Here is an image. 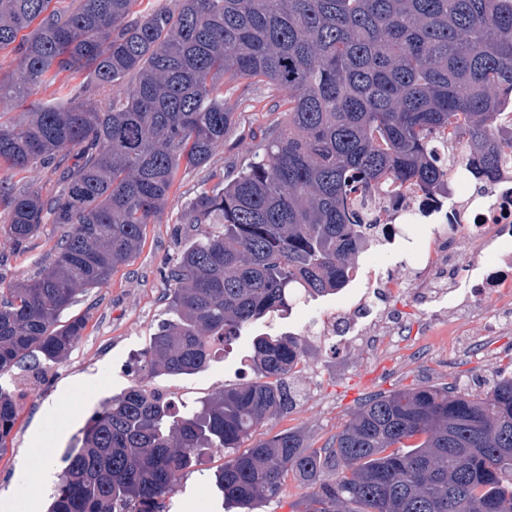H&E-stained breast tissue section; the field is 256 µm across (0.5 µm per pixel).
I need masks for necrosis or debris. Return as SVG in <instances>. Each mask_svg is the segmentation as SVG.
Instances as JSON below:
<instances>
[{"label": "necrosis or debris", "instance_id": "obj_1", "mask_svg": "<svg viewBox=\"0 0 512 512\" xmlns=\"http://www.w3.org/2000/svg\"><path fill=\"white\" fill-rule=\"evenodd\" d=\"M463 147L448 145L450 197L428 196L411 188L398 192L376 190L367 195V237L370 245L384 243L406 253L414 275L404 286L430 294L465 285V297L476 302L504 288H512V169L504 168L484 203L466 192ZM448 229L457 248L479 245L484 261L449 265L447 253L417 230L425 225Z\"/></svg>", "mask_w": 512, "mask_h": 512}]
</instances>
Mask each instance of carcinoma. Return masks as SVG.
I'll return each instance as SVG.
<instances>
[{"label": "carcinoma", "mask_w": 512, "mask_h": 512, "mask_svg": "<svg viewBox=\"0 0 512 512\" xmlns=\"http://www.w3.org/2000/svg\"><path fill=\"white\" fill-rule=\"evenodd\" d=\"M0 0V50L18 73L0 104V162L48 168L59 187L0 183L14 245L47 220L67 230L31 278L0 282V378L59 365L86 320H62L139 251L181 168L224 146L235 112L224 86L275 93L285 123L224 187L199 193L193 236L168 270L171 319L144 355L150 376L192 374L213 347L300 296L344 285L365 234L356 201L372 186L447 191L437 141L462 140L476 194L505 160L512 101V0ZM57 103L29 100L56 84ZM303 350L260 338L256 380L172 411L140 381L106 399L69 450L49 512H163L186 469L224 451L216 485L246 508L309 486L301 512H512V377L487 396L444 386L363 401L323 451L284 431ZM18 417L0 384V452Z\"/></svg>", "instance_id": "obj_1"}]
</instances>
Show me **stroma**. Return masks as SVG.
<instances>
[{"instance_id":"obj_1","label":"stroma","mask_w":512,"mask_h":512,"mask_svg":"<svg viewBox=\"0 0 512 512\" xmlns=\"http://www.w3.org/2000/svg\"><path fill=\"white\" fill-rule=\"evenodd\" d=\"M229 103L236 123L223 149L207 166L179 174L164 212L147 225L140 251L118 268L107 286L80 297L72 307V314L87 322L67 360L40 373L19 367L6 378L15 393L18 420L0 453V494L11 495L18 512H23L28 488L40 481L35 470L26 480L18 478L32 435L59 429L52 466L54 476H61L67 451L88 418L104 399L138 381V358L168 317L166 274L189 233L182 223L187 205L214 187L212 171L233 173L245 167L262 148L259 131L275 132L283 122L267 90H256L245 100L230 97ZM62 233L60 225L43 224L19 248L0 237V280L32 277ZM355 271L354 288L374 289L377 297L371 311L340 325L334 343L318 341L304 324L341 307V292L307 299L299 311L267 314L245 326L230 344L216 346L203 369L151 378L150 387L174 409L198 406L212 393L250 376L248 361L257 338L290 336L298 340L305 365L291 381L297 404L290 414L265 421L254 437L268 439L292 429L302 435L305 447L319 449L367 396L447 383L477 394L488 391L497 377L512 376V324L495 330L489 326L491 319L512 316V288L476 304L454 295L399 291L411 267L398 249L373 262L358 254ZM223 463V453L203 455L170 495L171 512H233L214 485Z\"/></svg>"}]
</instances>
